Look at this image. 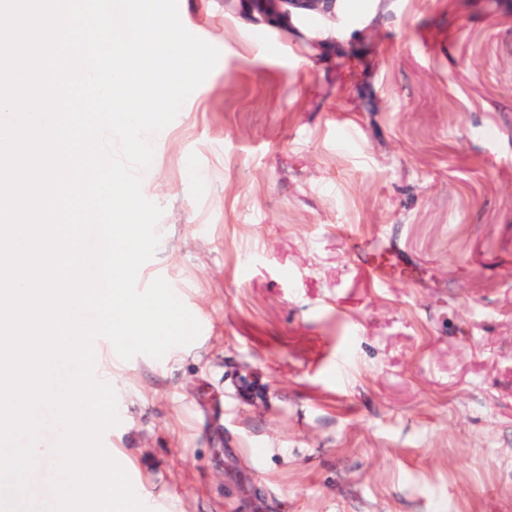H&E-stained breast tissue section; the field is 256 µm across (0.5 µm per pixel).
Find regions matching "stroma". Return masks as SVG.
Returning a JSON list of instances; mask_svg holds the SVG:
<instances>
[{
	"instance_id": "stroma-1",
	"label": "stroma",
	"mask_w": 512,
	"mask_h": 512,
	"mask_svg": "<svg viewBox=\"0 0 512 512\" xmlns=\"http://www.w3.org/2000/svg\"><path fill=\"white\" fill-rule=\"evenodd\" d=\"M178 9L220 58L153 140L138 275L201 332L98 339L105 447L151 512H512V6L358 0L328 51Z\"/></svg>"
}]
</instances>
